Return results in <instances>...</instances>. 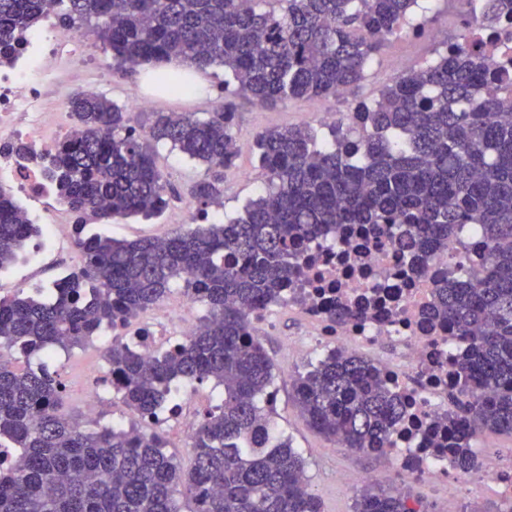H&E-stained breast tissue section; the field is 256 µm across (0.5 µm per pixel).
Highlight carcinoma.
<instances>
[{
    "instance_id": "obj_1",
    "label": "carcinoma",
    "mask_w": 512,
    "mask_h": 512,
    "mask_svg": "<svg viewBox=\"0 0 512 512\" xmlns=\"http://www.w3.org/2000/svg\"><path fill=\"white\" fill-rule=\"evenodd\" d=\"M461 2L512 41V0ZM58 7L69 28L97 20L114 72L222 66L224 85L256 105L344 92L353 99L348 126H329L322 143L308 125L257 135L265 189L240 216L117 240L85 232L83 220L147 218L168 206L177 191L157 165L160 142L207 167L189 193L202 206L216 203L236 156L237 104L226 99L206 118L154 112L141 135L105 96H69L74 126L46 157L43 176L78 218L82 263L45 298H0V350L24 359L21 369L0 362V447L22 452L0 469V512H321L304 458L270 432L260 406L274 364L249 324L303 275L298 249L339 224H378L383 238L422 258L462 225L480 226L481 285L444 279L433 309L466 345L453 403L477 430L512 435V61L486 62L465 26L436 60L395 76L378 98L354 96L389 36L429 22L414 20L419 0H0V42ZM152 82L169 95L194 93L174 70L156 71ZM39 233L1 185L0 270ZM176 279L207 308L195 332L151 360L115 340L106 360L112 389L141 418L165 406L175 379L224 388L190 436L188 469L164 451L160 432L81 427L64 412L55 373L31 364L128 326ZM293 401L313 431L366 453L384 451L404 415L400 396L358 355L319 360L295 378ZM459 433L448 453L467 473L475 454ZM355 512L425 510L400 492L367 490Z\"/></svg>"
}]
</instances>
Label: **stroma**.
I'll list each match as a JSON object with an SVG mask.
<instances>
[{
  "label": "stroma",
  "mask_w": 512,
  "mask_h": 512,
  "mask_svg": "<svg viewBox=\"0 0 512 512\" xmlns=\"http://www.w3.org/2000/svg\"><path fill=\"white\" fill-rule=\"evenodd\" d=\"M430 22L421 35L401 30L392 36L387 46L369 66L366 78L359 88L365 99L377 98L381 90L402 69L417 68L434 60L438 52L444 51L448 42L460 32L462 0H427ZM84 59L71 65L62 60L53 61L52 66L65 84L68 93L94 90L122 106L130 125L143 129L147 125L149 112H194L205 116L223 98L224 70L214 67L204 73H195L194 78L202 85L200 93L176 99L158 92L144 80L146 67H138L134 73H121L112 69V54L97 39L92 25L85 24L76 33ZM148 99V109L135 108L136 100ZM349 108L343 99L326 97L292 100L274 107H261L239 101L236 118L238 155L232 168L225 170L223 193L219 204L200 208L188 190L194 183L205 178L203 165L191 160L170 145L158 144V163L168 174L170 181L180 193L164 212L145 219L142 217L117 219L109 223H89L88 229L115 239H134L142 236L164 237L172 232L193 225L200 217L223 223L236 217L245 202L262 194L265 176L258 167L254 142L257 135L270 129H281L300 125H311L320 136H327L326 121L346 120ZM81 263L78 251H48L40 269L30 277L0 279V285L25 294H35L37 289L51 287L53 281L64 273L77 268ZM304 328L302 319L295 314L276 312L269 326L261 331L259 340L275 365L273 389L277 394L275 410L269 417L276 431L288 436L293 448L301 453L306 462V471L312 493L318 497L322 512H354L359 489L345 488L340 482L342 474L375 472L380 474L378 488L401 490L411 497L421 499L428 512H441L445 504L443 493L429 484H418L400 480L397 465L389 454H364L344 448L315 434L309 429L299 410L294 405L292 383L298 374L306 372L310 365L323 358L320 350L312 351L303 359L289 354L284 346L287 337L299 334ZM112 331L102 332L100 338L71 353L59 354L52 367L59 371L66 385V409L88 427L110 425L117 428L139 426L150 433L154 427L150 422L138 419L122 403L119 396L107 385H96L89 374L93 365L104 363L105 352L112 343ZM98 387L107 408L91 416L84 408L83 392Z\"/></svg>",
  "instance_id": "stroma-1"
}]
</instances>
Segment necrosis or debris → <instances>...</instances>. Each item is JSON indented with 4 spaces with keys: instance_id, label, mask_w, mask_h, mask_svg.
<instances>
[{
    "instance_id": "necrosis-or-debris-1",
    "label": "necrosis or debris",
    "mask_w": 512,
    "mask_h": 512,
    "mask_svg": "<svg viewBox=\"0 0 512 512\" xmlns=\"http://www.w3.org/2000/svg\"><path fill=\"white\" fill-rule=\"evenodd\" d=\"M51 55L82 58L69 32L49 25L27 35L8 65L0 66V175L21 200L29 222L47 230L46 238L33 241L24 255L31 270L48 249L71 243L65 220L54 213L53 189L42 175V158L55 145L45 112L47 89L58 82L43 64ZM18 144L27 146L26 156L14 154ZM329 237V243L317 240L302 249L304 274L284 292L289 310L302 315L307 325L304 337L288 339L286 346L299 356L312 348L346 357L373 355L387 385L407 403L392 437L400 477L443 482L449 497H456L462 480L451 475L448 451L440 443L458 416L448 396L458 390L463 346L447 326L431 321L428 307L443 278L478 284L485 266L478 227L467 225L446 251L423 263L383 240L370 224H342ZM339 308L348 310L347 319L334 318ZM192 309V301L183 299L178 315H166L161 325L145 323L131 343L143 357H152L159 336L192 332Z\"/></svg>"
}]
</instances>
